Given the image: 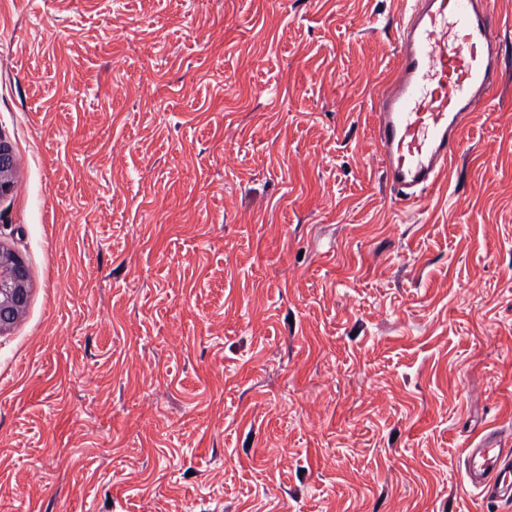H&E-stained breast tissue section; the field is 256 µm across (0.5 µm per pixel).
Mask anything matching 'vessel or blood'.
I'll list each match as a JSON object with an SVG mask.
<instances>
[{
    "mask_svg": "<svg viewBox=\"0 0 512 512\" xmlns=\"http://www.w3.org/2000/svg\"><path fill=\"white\" fill-rule=\"evenodd\" d=\"M392 74L377 99L374 138L399 203L437 186L462 148L471 112L502 69L490 0H404ZM468 488L512 500V448L487 428L465 450Z\"/></svg>",
    "mask_w": 512,
    "mask_h": 512,
    "instance_id": "b4317fda",
    "label": "vessel or blood"
}]
</instances>
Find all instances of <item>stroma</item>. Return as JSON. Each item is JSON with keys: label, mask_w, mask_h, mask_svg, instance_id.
<instances>
[{"label": "stroma", "mask_w": 512, "mask_h": 512, "mask_svg": "<svg viewBox=\"0 0 512 512\" xmlns=\"http://www.w3.org/2000/svg\"><path fill=\"white\" fill-rule=\"evenodd\" d=\"M505 63L437 189L374 143L402 0H0V512H512ZM15 156L9 146L0 144V196L7 195L14 186ZM30 296V273L18 254L0 247V334L25 312ZM468 488L491 501L512 500V448H503L498 430L491 426L465 448Z\"/></svg>", "instance_id": "obj_1"}]
</instances>
